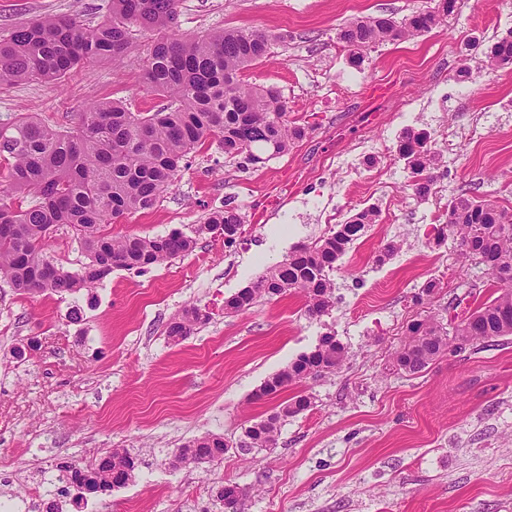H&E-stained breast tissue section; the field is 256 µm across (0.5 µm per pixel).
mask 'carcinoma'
<instances>
[{"instance_id": "obj_1", "label": "carcinoma", "mask_w": 512, "mask_h": 512, "mask_svg": "<svg viewBox=\"0 0 512 512\" xmlns=\"http://www.w3.org/2000/svg\"><path fill=\"white\" fill-rule=\"evenodd\" d=\"M433 11L414 12L400 22L382 16L356 17L338 29L337 39L355 56L372 45L427 33L448 16V2ZM179 0H111L95 25L65 15L21 23L0 36V85L19 81H59L87 64L117 62L136 45L133 32L150 33L142 59L146 89L168 100L159 112H132L122 103H94L77 113L69 130L22 118L0 130V157L8 165V194L0 198V273L20 295L33 292L90 291L114 268L142 269L183 257L193 251L192 237L174 229L161 237L111 233L94 235L127 215L153 208L175 183L184 161L206 144L218 142L224 154L257 166L286 153L302 140L306 126L288 119V105L274 87L252 85L243 72L266 57L274 37L259 30L226 28L200 36L174 29ZM492 69L512 64V33L487 52ZM409 170L410 183L424 194L438 167L437 152L423 132H406L398 147ZM378 212L364 208L344 224L312 243H299L288 256L268 267L252 286L224 301V309L248 310L261 297L289 291L306 298L307 311L321 316L333 306V264L361 236ZM244 218L236 208L213 213L208 230L224 227V242L232 245ZM66 225L74 230L89 262L78 272L56 268L47 255L49 230ZM452 233L463 254L486 263L499 285V295L450 328L428 319L407 328L405 342L392 354L395 367L416 375L448 346L493 342L512 335V210L489 201L459 196L448 205V221L438 236ZM209 314L191 306L168 323L166 335L189 336ZM344 347L325 336L309 354L269 377L260 397H277L288 387L322 372L342 367ZM310 397L296 393L247 427L239 444L244 452L276 445L282 424L310 408ZM228 451L221 438H201L180 449L190 465L222 459ZM136 464L124 451L103 458L87 481H73L70 465L58 468L68 483L81 489H112V473L133 477ZM240 489L222 488L224 508L240 512Z\"/></svg>"}]
</instances>
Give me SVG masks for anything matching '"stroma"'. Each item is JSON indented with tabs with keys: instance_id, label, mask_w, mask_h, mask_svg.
Segmentation results:
<instances>
[{
	"instance_id": "obj_1",
	"label": "stroma",
	"mask_w": 512,
	"mask_h": 512,
	"mask_svg": "<svg viewBox=\"0 0 512 512\" xmlns=\"http://www.w3.org/2000/svg\"><path fill=\"white\" fill-rule=\"evenodd\" d=\"M438 0H180L177 27L202 35L228 27L274 36L245 81L276 86L307 135L259 168L242 167L217 144L188 167L149 211L118 219L115 235L178 229L194 251L142 270H112L97 288L20 295L0 275V498L44 512L31 490L63 462L83 466L112 449L136 462L131 481L109 492L56 493L59 512H224L228 483L244 512H512V335L441 355L421 374L396 371L390 353L408 324L465 315L494 298L483 265L463 260L437 219L459 195L512 208V64L485 53L512 32V0H456L431 32L364 50L352 59L336 39L358 16L401 20ZM109 0H0V35L18 23L67 15L96 24ZM400 97L401 112L365 110ZM104 100L135 112L167 105L147 92L139 56L78 68L60 82L0 86V127L32 117L72 126ZM426 132L439 154L419 195L396 153L406 131ZM238 207L233 246L202 226ZM376 207L375 224L330 273L335 304L308 314L288 293L230 313L224 301L281 261L293 245L326 235ZM397 249L385 262L386 244ZM48 253L66 270L87 257L70 227L54 228ZM437 288L418 305L428 282ZM191 304L211 318L189 336L166 335ZM333 335L347 351L333 374L303 381L310 410L289 418L274 448L240 454L244 429L270 410L262 383ZM221 437L223 460L176 468L189 441Z\"/></svg>"
}]
</instances>
